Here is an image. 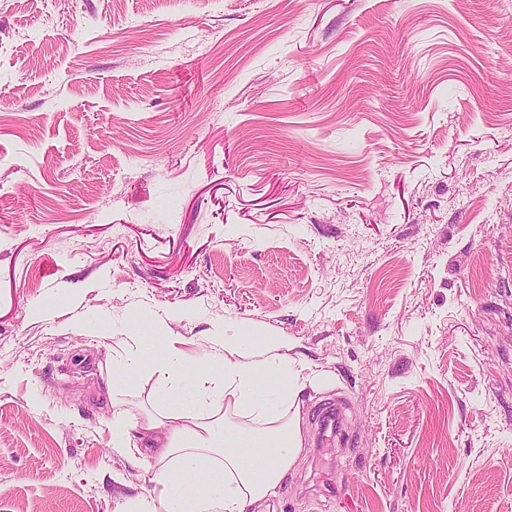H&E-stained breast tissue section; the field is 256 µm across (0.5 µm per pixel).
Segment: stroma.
I'll return each mask as SVG.
<instances>
[{
	"instance_id": "obj_1",
	"label": "stroma",
	"mask_w": 512,
	"mask_h": 512,
	"mask_svg": "<svg viewBox=\"0 0 512 512\" xmlns=\"http://www.w3.org/2000/svg\"><path fill=\"white\" fill-rule=\"evenodd\" d=\"M139 318L310 367L266 512H512V0H0V512H144Z\"/></svg>"
}]
</instances>
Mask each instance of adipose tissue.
I'll use <instances>...</instances> for the list:
<instances>
[{"label": "adipose tissue", "instance_id": "adipose-tissue-1", "mask_svg": "<svg viewBox=\"0 0 512 512\" xmlns=\"http://www.w3.org/2000/svg\"><path fill=\"white\" fill-rule=\"evenodd\" d=\"M179 342L138 323L134 350L113 369V407L148 368L166 390L154 411L116 427L121 448L144 445L155 457L148 512H261L301 458L305 367L279 336H221L217 361L203 366L180 358ZM184 392L188 400L178 401Z\"/></svg>", "mask_w": 512, "mask_h": 512}]
</instances>
